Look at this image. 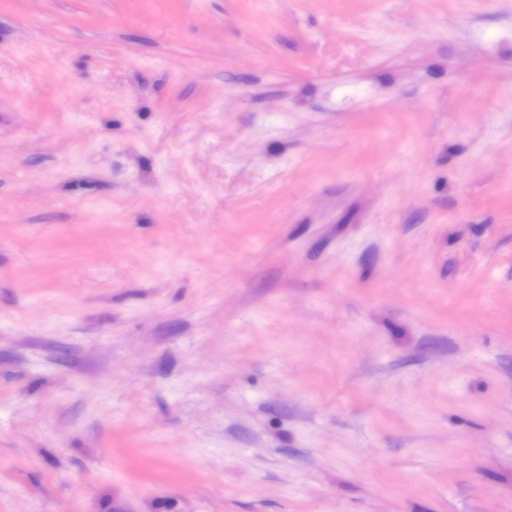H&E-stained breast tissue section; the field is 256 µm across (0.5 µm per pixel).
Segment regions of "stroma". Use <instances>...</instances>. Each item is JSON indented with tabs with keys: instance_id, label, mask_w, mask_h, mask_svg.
<instances>
[{
	"instance_id": "obj_1",
	"label": "stroma",
	"mask_w": 512,
	"mask_h": 512,
	"mask_svg": "<svg viewBox=\"0 0 512 512\" xmlns=\"http://www.w3.org/2000/svg\"><path fill=\"white\" fill-rule=\"evenodd\" d=\"M0 512H512V0H0Z\"/></svg>"
}]
</instances>
